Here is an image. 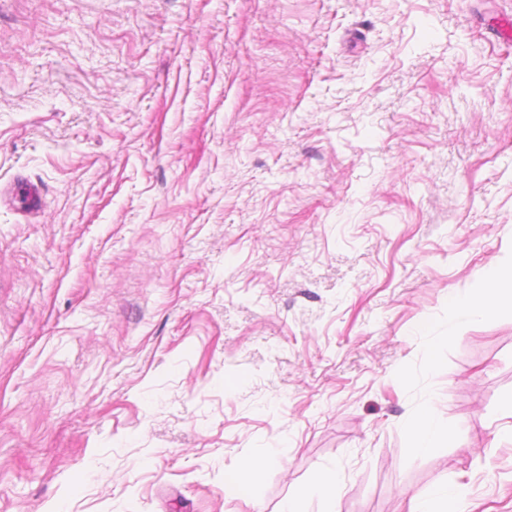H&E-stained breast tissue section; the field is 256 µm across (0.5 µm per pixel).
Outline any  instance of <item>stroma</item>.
I'll return each instance as SVG.
<instances>
[{
  "mask_svg": "<svg viewBox=\"0 0 512 512\" xmlns=\"http://www.w3.org/2000/svg\"><path fill=\"white\" fill-rule=\"evenodd\" d=\"M508 31L512 0H0V512H279L328 469L340 512H512V316L448 317L512 259ZM429 400L453 440L416 457ZM285 450L286 448L271 449L265 455L250 458L241 466L234 479L224 487L225 492H232L236 490L238 486L252 483L260 475L266 456L275 455ZM409 512H465L466 494L457 485L444 484L435 489L417 493L409 500Z\"/></svg>",
  "mask_w": 512,
  "mask_h": 512,
  "instance_id": "stroma-1",
  "label": "stroma"
}]
</instances>
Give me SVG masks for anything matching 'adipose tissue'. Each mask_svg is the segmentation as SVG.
Returning <instances> with one entry per match:
<instances>
[{
	"label": "adipose tissue",
	"instance_id": "ef3b65f1",
	"mask_svg": "<svg viewBox=\"0 0 512 512\" xmlns=\"http://www.w3.org/2000/svg\"><path fill=\"white\" fill-rule=\"evenodd\" d=\"M512 313V264L486 265L475 288L467 292H452L448 295V314L464 320H483L499 314ZM405 437L411 454L424 456L450 442L452 435L437 418L432 406L421 412L407 414ZM342 481L333 471H327L296 497L288 499L282 512H307L306 503L318 498L322 512H339L338 503ZM409 512H466V494L457 485L444 484L435 489L417 493L409 500Z\"/></svg>",
	"mask_w": 512,
	"mask_h": 512
}]
</instances>
